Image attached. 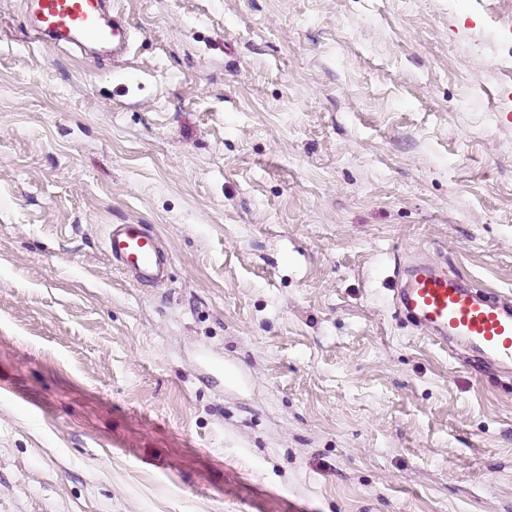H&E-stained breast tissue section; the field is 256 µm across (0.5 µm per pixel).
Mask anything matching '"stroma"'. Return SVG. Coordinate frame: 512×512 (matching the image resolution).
<instances>
[{
	"label": "stroma",
	"instance_id": "35a3bbf8",
	"mask_svg": "<svg viewBox=\"0 0 512 512\" xmlns=\"http://www.w3.org/2000/svg\"><path fill=\"white\" fill-rule=\"evenodd\" d=\"M116 5L128 94L0 0V512H512V385L389 281L512 296V0ZM106 251L112 264L141 287H153L166 276L163 248L143 224H113L107 235Z\"/></svg>",
	"mask_w": 512,
	"mask_h": 512
}]
</instances>
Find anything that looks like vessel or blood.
Wrapping results in <instances>:
<instances>
[{
	"instance_id": "vessel-or-blood-1",
	"label": "vessel or blood",
	"mask_w": 512,
	"mask_h": 512,
	"mask_svg": "<svg viewBox=\"0 0 512 512\" xmlns=\"http://www.w3.org/2000/svg\"><path fill=\"white\" fill-rule=\"evenodd\" d=\"M28 8L31 37L38 42H89L119 57L134 39L132 27L108 18L104 0H30ZM106 251L139 286H155L166 275L167 258L145 225H112ZM392 282L397 310L416 319L437 345L460 342L475 362L512 375L511 299L480 292L419 260L395 268Z\"/></svg>"
}]
</instances>
